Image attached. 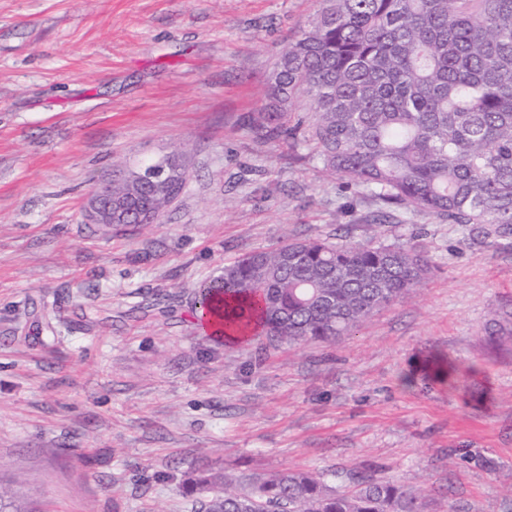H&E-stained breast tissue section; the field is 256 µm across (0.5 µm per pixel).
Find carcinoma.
<instances>
[{
  "instance_id": "cac0c4a2",
  "label": "carcinoma",
  "mask_w": 512,
  "mask_h": 512,
  "mask_svg": "<svg viewBox=\"0 0 512 512\" xmlns=\"http://www.w3.org/2000/svg\"><path fill=\"white\" fill-rule=\"evenodd\" d=\"M257 132L310 144L385 207L424 211L512 245V0H321L278 58ZM307 101L306 132L291 125ZM429 270L415 246L288 241L200 285V321L274 346L329 341L409 295ZM340 490L310 471L211 472L201 512H424L372 471ZM0 512H32L0 488Z\"/></svg>"
}]
</instances>
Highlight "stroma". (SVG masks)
Here are the masks:
<instances>
[{
    "label": "stroma",
    "mask_w": 512,
    "mask_h": 512,
    "mask_svg": "<svg viewBox=\"0 0 512 512\" xmlns=\"http://www.w3.org/2000/svg\"><path fill=\"white\" fill-rule=\"evenodd\" d=\"M320 0H0V484L37 512H200L208 470L370 468L426 512H512V246L383 208L255 127ZM170 157L157 224L84 223ZM419 245L332 341L227 344L196 290L287 238Z\"/></svg>",
    "instance_id": "1"
}]
</instances>
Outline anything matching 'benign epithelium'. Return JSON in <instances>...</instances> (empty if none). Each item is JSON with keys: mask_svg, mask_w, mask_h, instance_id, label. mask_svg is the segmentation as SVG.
Segmentation results:
<instances>
[{"mask_svg": "<svg viewBox=\"0 0 512 512\" xmlns=\"http://www.w3.org/2000/svg\"><path fill=\"white\" fill-rule=\"evenodd\" d=\"M185 179L184 167H171L167 160L160 159L137 171L122 175L121 181L125 189L118 195L113 192L112 181L100 182L92 190L85 209V223L102 226L158 223L173 202L172 185ZM148 181L153 184L156 209L144 214L136 211L134 196Z\"/></svg>", "mask_w": 512, "mask_h": 512, "instance_id": "obj_1", "label": "benign epithelium"}]
</instances>
